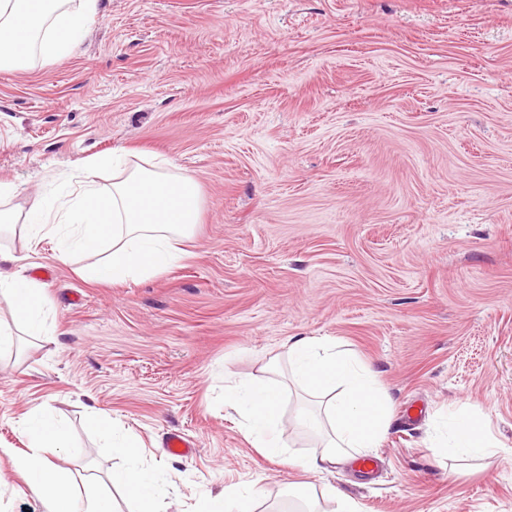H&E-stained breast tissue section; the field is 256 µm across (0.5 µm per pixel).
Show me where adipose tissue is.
<instances>
[{
  "mask_svg": "<svg viewBox=\"0 0 512 512\" xmlns=\"http://www.w3.org/2000/svg\"><path fill=\"white\" fill-rule=\"evenodd\" d=\"M97 14V0H0V71H17L35 59L60 62L82 41ZM112 170V187H99L103 168ZM200 198L192 176L175 173L166 158L154 156L146 165L128 169L102 157L83 166L77 189L60 187L53 201L34 202L24 213L0 210V230L20 229L31 240L55 241L58 260L100 248L105 262L79 268L89 283L158 275L185 256L176 237L188 236L198 221ZM0 300L14 310L27 335L47 336L49 307L40 285L12 277L0 278ZM293 380L321 400V413L298 412L295 422L323 438L307 455H285L276 436L281 424L282 390L273 382L240 380L224 388V405L243 420L248 441L267 456H286L290 467L306 472L338 467L379 447L390 422L391 400L376 373L356 354L330 340L303 337L288 344ZM27 450L18 464L34 495L47 496L49 512H116L113 490L132 502L135 512H161L165 486L139 458L137 443L113 434V449L129 459L128 467L112 471L107 481L76 497L66 471L49 451L69 445L66 428L42 409L29 411L22 423ZM440 448L451 456L491 466L501 446L482 414L474 409L452 412L437 433Z\"/></svg>",
  "mask_w": 512,
  "mask_h": 512,
  "instance_id": "obj_1",
  "label": "adipose tissue"
}]
</instances>
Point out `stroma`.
<instances>
[{
	"mask_svg": "<svg viewBox=\"0 0 512 512\" xmlns=\"http://www.w3.org/2000/svg\"><path fill=\"white\" fill-rule=\"evenodd\" d=\"M77 54L0 72V182L27 211L87 158L164 154L199 186L177 267L90 284L51 239L0 235V273L42 286L53 333L0 356V512H46L17 471L20 422L70 430L78 488L123 466L92 412L138 439L193 512L233 486L287 512L340 488L363 512H512V455L490 470L433 446L470 405L512 448V0H98ZM372 366L392 405L373 473L289 469L245 439L225 377L279 379L289 339ZM282 399L280 441L316 438ZM180 431L187 458L164 441Z\"/></svg>",
	"mask_w": 512,
	"mask_h": 512,
	"instance_id": "stroma-1",
	"label": "stroma"
}]
</instances>
